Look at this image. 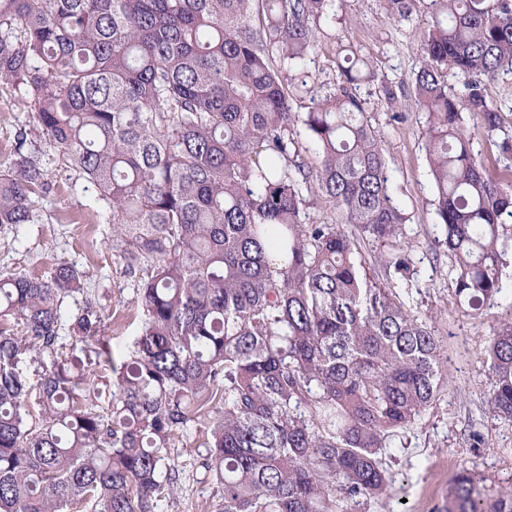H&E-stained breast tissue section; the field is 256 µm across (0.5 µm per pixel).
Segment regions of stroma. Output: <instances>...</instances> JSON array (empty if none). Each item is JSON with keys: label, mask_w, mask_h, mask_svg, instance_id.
Instances as JSON below:
<instances>
[{"label": "stroma", "mask_w": 512, "mask_h": 512, "mask_svg": "<svg viewBox=\"0 0 512 512\" xmlns=\"http://www.w3.org/2000/svg\"><path fill=\"white\" fill-rule=\"evenodd\" d=\"M337 3L331 25L335 37L310 52L301 77L311 88L338 81V65L348 49L369 64L371 76L359 94L386 152L393 199L407 215L402 240L415 273L406 277L386 268L390 248L376 242H362V261L393 302L428 317L440 344L444 377L434 404L412 427L391 437L381 454L389 479L386 494L360 498L354 512H444L448 491L464 469L482 477L486 498L512 494V420L488 410L491 381L485 364L494 327L512 322V246L501 269L503 291L494 304L478 313L461 309L445 233L432 205L425 119L414 104L412 79L422 63L418 46L428 17L422 12L387 16L380 0ZM18 98L16 91L0 90V165L12 158L17 129L33 122V106ZM396 112L404 114L403 122L393 121ZM43 163L49 187L33 197L32 223L0 232V274L47 278L61 262L84 271L83 293L65 297L61 312L71 317L84 298H91L111 353L96 356L68 326L60 344L66 358L80 360L84 371L108 380L114 367L129 358L146 315L133 279L112 248V215L97 189L62 165L54 148H47ZM204 442L196 424L176 434L168 456L179 477L156 512H212L213 485L195 464Z\"/></svg>", "instance_id": "1"}]
</instances>
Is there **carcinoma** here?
<instances>
[{"label":"carcinoma","mask_w":512,"mask_h":512,"mask_svg":"<svg viewBox=\"0 0 512 512\" xmlns=\"http://www.w3.org/2000/svg\"><path fill=\"white\" fill-rule=\"evenodd\" d=\"M392 17L429 14L414 73L427 124L436 221L453 257L458 303L480 312L502 292L512 184L472 149L465 114L512 157L486 86L512 71V0H382ZM335 0H0V86L35 108L0 167V228L32 220L47 188L38 143L58 151L112 210L115 248L146 323L103 391L58 349L61 304L84 273L0 276V512H155L176 482L167 449L191 422L213 512H350L382 496L379 454L443 383L427 323L359 274L360 240L398 247L407 217L391 195L378 131L358 95L367 62L306 112L292 76L315 48L310 21ZM464 78L448 94L442 72ZM314 148L319 165L300 158ZM339 224H305L313 186ZM353 224L358 235L345 231ZM288 253L273 266L268 251ZM85 300L73 327L107 353ZM52 358L36 387L19 369ZM490 408L512 419V323L486 349ZM341 483L345 496L334 495ZM460 472L446 512H512Z\"/></svg>","instance_id":"cac0c4a2"}]
</instances>
